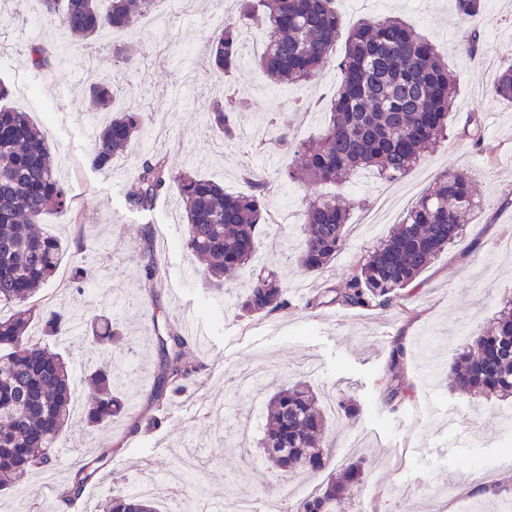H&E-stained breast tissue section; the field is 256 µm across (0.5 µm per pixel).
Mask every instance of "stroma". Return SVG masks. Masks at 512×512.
I'll return each instance as SVG.
<instances>
[{
	"label": "stroma",
	"instance_id": "35a3bbf8",
	"mask_svg": "<svg viewBox=\"0 0 512 512\" xmlns=\"http://www.w3.org/2000/svg\"><path fill=\"white\" fill-rule=\"evenodd\" d=\"M336 8L342 19L336 55H343L346 39L360 21L379 16L401 18L432 41L458 76L448 117L453 134L397 181H382L365 170L353 177L342 190L350 210L345 245L326 270L297 274L289 255L302 238L299 224L288 222L277 234H261L257 252L264 268L275 271L287 287L290 306L267 317L241 318L231 305L238 280L226 281L218 293L203 288L195 276L197 262L181 244L185 224L175 193L162 195L152 210L136 211L125 204V183L139 158L155 150L165 154L171 168L190 164L222 182L227 192L247 191L243 164L256 158L247 128L271 119L293 138L316 135L326 116L310 104L335 93L340 80L336 63L326 64L306 85L288 86L285 103L256 65L243 64L229 90L241 94L263 87L268 95L249 98L239 118L238 141L224 151L203 120L209 98L200 89L218 81L206 58L214 30L206 0H196L184 21L171 22L163 42L146 17L131 33H104L95 46L102 74L112 73V51L127 43L143 62L115 108L145 104L153 116L145 138L134 141L104 171L87 160L97 127L90 124L83 99L85 61L77 40L45 21H30L24 6L16 5L19 21L0 30V80L13 89L12 106L46 126L58 151V174L77 206L75 221L52 212L44 218V230L62 235L68 246L62 273L41 288L36 300L68 313L111 311L123 332L128 411L108 429L74 432L63 464L49 474L30 471L22 481V495H6L0 512H12L20 498L29 501L33 512L47 507L57 512V492L71 479L68 463L80 454L101 460L77 503L82 512L99 501L102 485L129 491L145 473L154 477L160 512H168L174 489L187 482L175 458L181 450L212 473L196 500L202 512H224L228 498L258 499L285 512L287 505L277 496L279 474L257 461L261 429L251 415L262 410L275 384L297 378L308 380L317 393L352 399L359 409L351 419L330 417V462L296 476L305 492L320 488L358 455L369 462L364 483L372 493L353 497L349 512H435L432 498L419 488L450 481L464 486L480 482L488 490L447 503L445 512H512V468L503 465L505 444L512 438L504 423L512 414V399L461 398L450 390L446 373L467 336L479 333L500 303L512 297V103L493 93L499 71L512 66V0H486L473 54L458 48L461 25L454 0H429L419 12L407 0H387L381 8L372 0H336ZM32 42L57 48L50 68H31L26 46ZM168 42L177 50L167 63H159ZM472 115L482 124L481 148L455 136ZM264 155L268 164L261 174L271 183L267 203L276 216L299 213L305 193L332 194L329 185L308 191L277 183V170L291 156L273 146ZM457 169L471 176L479 209L462 239L421 275L420 287L404 291L399 303L385 310L307 307V299L324 284L346 281L357 258L401 222L437 176ZM150 253L160 258L164 280L152 295L144 288L141 262ZM81 260L96 267L97 276L79 297L68 287L64 270ZM162 313L179 321L187 334L204 329L208 342L198 352L206 365L201 379L159 410L152 397L159 364L153 318ZM399 336L411 347L400 376L412 384L413 396L392 410L380 400L379 381L387 369L390 341ZM153 417L158 420L155 428L145 433L134 429V421ZM351 436L359 438L358 450L346 448ZM116 442L121 448L114 454L110 448Z\"/></svg>",
	"mask_w": 512,
	"mask_h": 512
}]
</instances>
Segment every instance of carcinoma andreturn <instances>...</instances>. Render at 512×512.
Listing matches in <instances>:
<instances>
[{
  "label": "carcinoma",
  "mask_w": 512,
  "mask_h": 512,
  "mask_svg": "<svg viewBox=\"0 0 512 512\" xmlns=\"http://www.w3.org/2000/svg\"><path fill=\"white\" fill-rule=\"evenodd\" d=\"M42 13L73 37L93 40L110 31H125L144 16L156 0H40ZM335 0H236L237 11L210 36L211 67L218 77L230 76L244 57L241 30L261 25L267 45L255 63L275 84L312 80L333 56L341 19ZM461 22L484 10V0H455ZM28 55L33 69L51 66L53 47L32 44ZM341 82L327 103V126L315 138L296 142L281 131L267 143L284 146L293 160L278 171L284 184L348 183L361 168L387 180L409 173L423 153L447 138L457 75L435 46L398 17L367 19L348 35L338 63ZM494 93L512 102V67L501 70ZM117 94L105 83L90 85L88 109L108 118L96 133L89 161L100 170L125 154L143 135L148 114L112 109ZM204 113L207 128L222 144L236 140L238 114L244 99L221 86L209 88ZM10 87L0 82V307L14 312L0 316V492L21 493L19 480L37 468L52 471L60 462L57 442L71 417L70 362L52 350L48 340L69 332L71 315L38 310L30 299L55 277L67 244L40 229L52 210L63 218L74 215V197L55 174L54 154L40 125L29 113L3 105ZM252 183L247 193L231 194L224 184L190 167L174 170L156 152L137 162L125 191L132 210H150L158 198L174 191L185 213L183 246L203 267L196 271L205 287L224 290V275H247L244 290L233 306L240 317H265L288 308L287 288L273 272H254L257 235L272 224L267 210L266 182L250 165L243 168ZM477 204L470 175L454 170L439 176L418 199L407 217L369 253L359 257L340 286H326L307 303L310 308L385 310L398 303L401 290L411 286L446 248L457 243L473 221ZM349 211L340 196L310 199L301 211L302 245L294 256L304 274L321 272L336 258L345 240ZM145 286H162L158 258L144 265ZM91 271L77 262L70 268V287L81 292ZM42 325L34 340L33 321ZM160 365L154 399L162 406L169 396L186 389L204 370L190 356L197 341L178 324L154 318ZM121 337L112 316L102 313L84 324L75 347L93 360L107 356L118 368L116 348ZM407 345L396 339L390 364L380 381L383 403L401 406L409 389L399 379L398 366ZM98 395L85 409L89 427L103 428L123 404L114 391L110 370L91 374ZM452 391L461 397L512 396V299L504 303L493 325L470 337L448 365ZM260 448L266 462L281 477L323 468L328 460V421L318 396L306 381L281 383L262 414ZM364 462L346 467L324 488L295 503L291 512H345L347 501L363 478ZM71 482L60 494L76 502L93 473L88 465L71 463ZM99 512H159L150 495L134 491L102 499Z\"/></svg>",
  "instance_id": "carcinoma-1"
}]
</instances>
